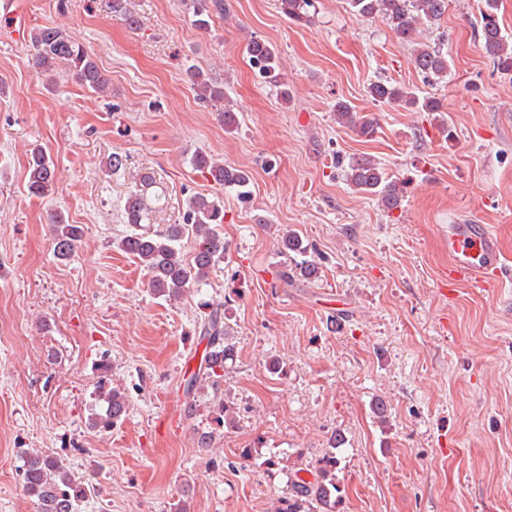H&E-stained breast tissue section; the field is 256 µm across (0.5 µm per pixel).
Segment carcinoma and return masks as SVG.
<instances>
[{
    "label": "carcinoma",
    "instance_id": "1",
    "mask_svg": "<svg viewBox=\"0 0 512 512\" xmlns=\"http://www.w3.org/2000/svg\"><path fill=\"white\" fill-rule=\"evenodd\" d=\"M105 8L112 16L130 29L138 27V14L131 0H104ZM354 15L369 20L380 17L396 36L405 42L415 40L421 29L436 25L448 11V0H349ZM282 12L293 22L309 21L310 9L315 0H280ZM189 7L201 26L207 25L206 17L224 14V0H190ZM479 38L481 47L491 59L496 71L512 74V46L502 33L498 15V0H481ZM32 61L42 72L68 71L81 84L102 96H110V80L101 70L92 53L76 42L59 26L38 27L30 36ZM250 65L270 84L286 86L280 72L278 54L273 45L264 39L253 37L246 47ZM415 68L428 81L448 75V54L429 45L418 47L414 54ZM191 81L203 102L224 99V86L208 80L198 69L190 71ZM370 97L379 103H396L419 112H441V101L431 97H419L415 90L387 82L369 84ZM336 121L361 134L373 130L375 121L354 109L346 102L335 106ZM194 170L222 187L238 189L247 196L250 175L247 171L226 167L205 152H197L191 159ZM347 181L355 190L378 196L382 206L391 211L397 208L403 197V183L388 178L382 168L369 157H359L348 165ZM155 176L150 172L139 174L136 188L126 198L124 223L129 231L120 239L118 247L137 259L149 275L148 287L158 295L169 299L206 281L211 269L224 259L227 244L220 231L224 223V203L218 196L194 195L188 199L182 224H166L160 230L152 228L151 221L158 210L161 193L154 190ZM55 188V167L42 146L35 144L29 150L28 189L36 197H47ZM53 256L65 260L75 255L83 238V228L70 224L62 214L54 217ZM195 240L192 259L183 258L181 242L186 235ZM201 340L206 342L204 366L192 372L184 380V396L187 404L195 403L197 394L205 386H218L224 379V362L234 353V345L228 336L224 313L213 309L204 315L200 323ZM104 391L106 408L94 414L91 426L110 431L124 421L129 409V397L119 388ZM22 487L34 498L38 512H81V506L94 489L71 477L57 457L38 451L22 452ZM336 456L328 453L316 470L314 480L300 477L291 480L288 492L278 498L275 512H314V505L325 512H336L337 491L334 471Z\"/></svg>",
    "mask_w": 512,
    "mask_h": 512
}]
</instances>
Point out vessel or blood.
<instances>
[{"label":"vessel or blood","mask_w":512,"mask_h":512,"mask_svg":"<svg viewBox=\"0 0 512 512\" xmlns=\"http://www.w3.org/2000/svg\"><path fill=\"white\" fill-rule=\"evenodd\" d=\"M448 281L483 290L512 271L488 225L475 222L448 227Z\"/></svg>","instance_id":"1"}]
</instances>
